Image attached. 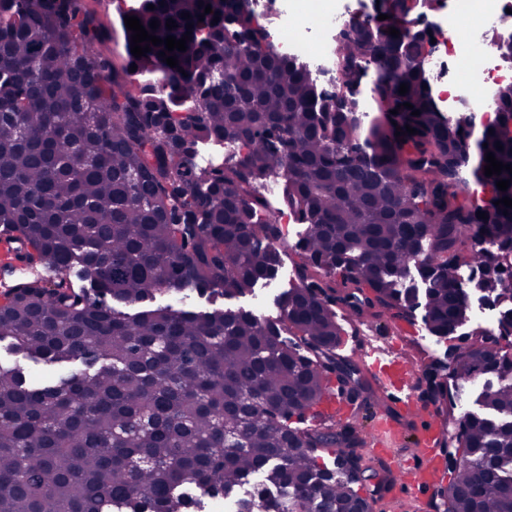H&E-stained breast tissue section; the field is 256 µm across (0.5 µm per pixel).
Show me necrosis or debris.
Segmentation results:
<instances>
[{"mask_svg": "<svg viewBox=\"0 0 512 512\" xmlns=\"http://www.w3.org/2000/svg\"><path fill=\"white\" fill-rule=\"evenodd\" d=\"M253 13L268 17V40L284 57H300L321 78L335 72L336 33L365 18L362 0H249ZM512 26V0H444L436 17L419 29L427 38V67L441 107L457 113L462 102L490 100L493 90L512 82L490 40ZM472 69H463L466 61Z\"/></svg>", "mask_w": 512, "mask_h": 512, "instance_id": "4bbe7bcc", "label": "necrosis or debris"}]
</instances>
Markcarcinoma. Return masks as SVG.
Wrapping results in <instances>:
<instances>
[{
	"mask_svg": "<svg viewBox=\"0 0 512 512\" xmlns=\"http://www.w3.org/2000/svg\"><path fill=\"white\" fill-rule=\"evenodd\" d=\"M379 2L388 19L343 27L334 49L342 90L374 73L370 114L356 97L329 103L301 59L271 51L248 0H141L118 12L120 66L96 50L108 30L88 0H0V235L57 275L6 297L0 343L81 365L39 384L0 365V512H198L204 497L236 512H370L367 476L391 484L389 469L363 463L355 420L310 415L331 380L359 373L336 353L335 306L406 321L420 309L431 334L448 337L468 318L463 264L483 268L486 296L512 304L475 234L512 268V208L494 205L512 198L496 186L512 174H484L488 152L512 165V83L471 134V107L453 119L438 106L424 40L405 27L430 0ZM127 14L147 30L159 21L162 40L193 23L178 66L159 56L163 44L133 56ZM407 124L417 133L396 137ZM214 139L245 153L203 168L198 149ZM271 176L305 225L278 320L116 308L163 290L232 299L274 280L282 228L258 192ZM472 182L489 192L478 205L464 197ZM73 275L86 286H69ZM449 351L422 372L455 424L443 440L455 478L439 505L512 512V381L484 383L481 412L455 414L459 386L499 374L509 356L492 336ZM360 388L361 408L386 407Z\"/></svg>",
	"mask_w": 512,
	"mask_h": 512,
	"instance_id": "cac0c4a2",
	"label": "carcinoma"
}]
</instances>
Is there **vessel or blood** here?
<instances>
[{
  "label": "vessel or blood",
  "mask_w": 512,
  "mask_h": 512,
  "mask_svg": "<svg viewBox=\"0 0 512 512\" xmlns=\"http://www.w3.org/2000/svg\"><path fill=\"white\" fill-rule=\"evenodd\" d=\"M25 249L12 240L0 241V277L14 281L32 274ZM408 339L383 337L381 346L367 345L360 355L368 359L367 369L386 402L395 404L400 418L385 410L372 412L368 432V453L373 457L397 459V498L418 500L433 486L440 473L436 459L445 429L435 408L420 405L413 398L417 374L405 354ZM411 446L407 455H399L401 446Z\"/></svg>",
  "instance_id": "obj_1"
}]
</instances>
